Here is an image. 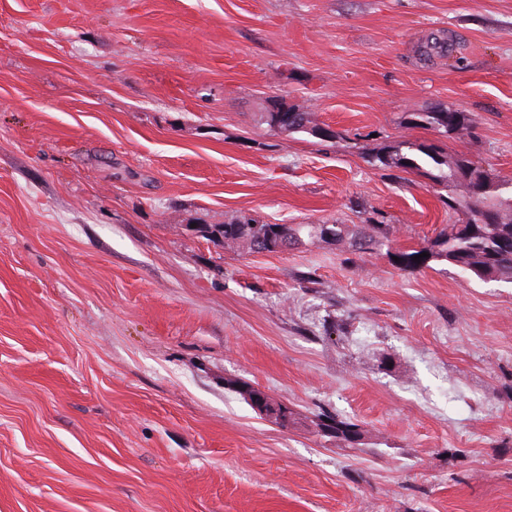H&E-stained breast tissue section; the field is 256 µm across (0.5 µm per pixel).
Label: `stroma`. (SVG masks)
<instances>
[{"instance_id":"35a3bbf8","label":"stroma","mask_w":512,"mask_h":512,"mask_svg":"<svg viewBox=\"0 0 512 512\" xmlns=\"http://www.w3.org/2000/svg\"><path fill=\"white\" fill-rule=\"evenodd\" d=\"M402 142L512 180V0H0V512H512V284L395 264L466 217ZM282 112H288V110L284 109ZM282 112H270L268 110L267 112H263L261 116L262 122L267 125L270 131L277 132L276 128L280 126V117ZM290 116H293L291 121L289 120ZM285 124L288 126L287 133L311 131L315 134L314 131L317 127V125H313L310 130L307 129L308 124H312L310 114L308 112H288V118H286ZM471 118L466 112L439 110L420 112L411 118L410 123L431 129L442 137L460 136L470 132ZM320 224H255L253 219L237 221L229 224L210 225L216 232L213 237L224 244V238L231 239L235 244L233 248L245 253H259L255 247L260 244L276 246L280 240L288 236V241L280 243L275 253L288 249V242L293 246L303 242L306 236L309 239L333 240L344 243L354 253H372L389 244L390 224H354L352 228L345 224H331L334 231L332 239L327 238L319 229ZM247 397L254 408L265 417L273 420L278 425L287 426L288 407L281 411L278 405L279 402L273 401L264 392L256 389H253L250 394H247ZM317 426L321 431L334 434L336 440L347 444V445H360L361 431L358 425L347 420L340 419L338 417H332L330 415L322 414L319 417ZM352 435H355L357 440L352 439Z\"/></svg>"}]
</instances>
